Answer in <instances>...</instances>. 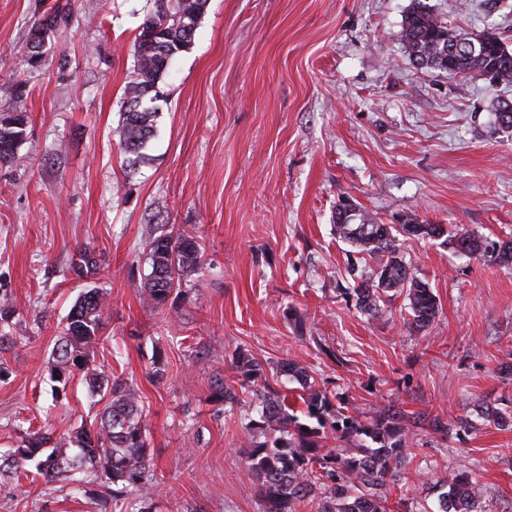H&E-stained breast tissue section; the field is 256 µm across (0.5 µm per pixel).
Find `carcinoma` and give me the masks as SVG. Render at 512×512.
<instances>
[{"label":"carcinoma","mask_w":512,"mask_h":512,"mask_svg":"<svg viewBox=\"0 0 512 512\" xmlns=\"http://www.w3.org/2000/svg\"><path fill=\"white\" fill-rule=\"evenodd\" d=\"M206 4L207 0H156V9L138 27L133 70L122 102L120 146L130 162L141 157L154 137L157 108L151 101L159 98V83L169 68L167 56L189 49ZM399 40L418 69L461 76L493 72L496 79L512 83V50L507 44L496 36L478 43L477 35L459 32L425 0H412ZM0 119L10 123L0 125V161L16 163V142L27 138L24 99L0 110ZM335 227L354 255L348 261L352 284L344 294L368 315L379 314L396 297L404 298L411 331L430 329L439 308L432 288L415 276L401 254V238L443 237L461 255L512 266V239L488 240L458 224H420L415 214L404 215L402 224H381L357 205L348 209L339 204ZM147 248L150 272L142 287L143 300L164 309L181 292L184 276L198 267L202 246L189 232L172 236L152 228ZM96 270L97 261L88 248L71 267L78 277ZM108 308V294L102 289L83 291L48 358L50 376L60 384L55 397L66 395L78 378L102 403L94 422L56 440L47 432H27L21 444L0 453V475H15L31 465L44 483L64 482L73 494L92 496L98 512H152L148 486L154 479V458L142 401L127 380L101 369L91 356L102 342ZM231 363L240 382L234 386L216 380L214 399L233 405L242 393L252 397L255 413L245 424L247 463L263 512H429L417 510L406 494L393 500L388 490L417 456L414 428L422 416L394 405L366 416L316 382L305 368L283 362L279 373L299 384V399L305 405L299 414L248 354L235 352ZM165 372V354L156 347L150 378L160 382ZM482 425L512 429V412L483 406L474 419L430 422L446 438ZM471 484L468 473L456 474L445 484L436 512H473Z\"/></svg>","instance_id":"1"}]
</instances>
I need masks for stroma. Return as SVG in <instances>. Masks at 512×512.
<instances>
[{"label":"stroma","mask_w":512,"mask_h":512,"mask_svg":"<svg viewBox=\"0 0 512 512\" xmlns=\"http://www.w3.org/2000/svg\"><path fill=\"white\" fill-rule=\"evenodd\" d=\"M449 23L512 47V0H430ZM411 0H208L187 51L160 88L156 132L136 164L121 149L123 91L137 28L155 0H0V108L25 94L20 162L0 164V288L10 294L0 383V448L27 429L55 435L92 422L83 386L51 394L46 360L77 297L110 294L97 362L128 379L145 406L153 512H262L247 469L248 400L211 399L233 380L238 348L277 371L300 364L371 412L393 404L448 420L479 403L512 406V266L459 255L437 239L402 244L438 299L424 333L403 298L359 313L341 290L347 246L339 199L391 224L417 213L491 240L512 238V130L495 108L512 84L415 68L399 40ZM57 14L39 68L32 27ZM196 234L202 266L175 307L142 300L149 225ZM91 249L98 269L70 267ZM167 355L148 377L153 346ZM336 351V359L323 348ZM406 470L433 508L471 471L479 504L512 512V430L445 440L430 427ZM0 512H97L63 483L0 478Z\"/></svg>","instance_id":"obj_1"}]
</instances>
